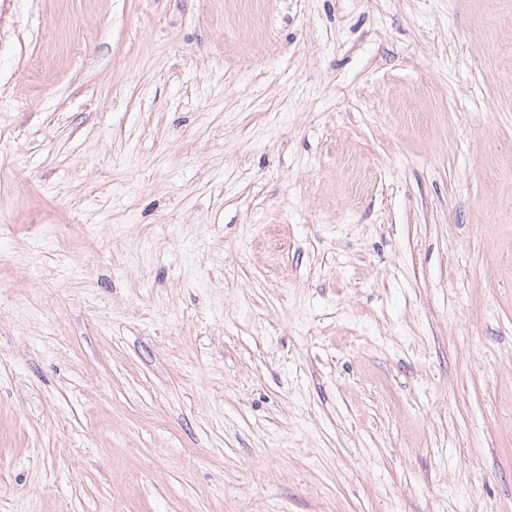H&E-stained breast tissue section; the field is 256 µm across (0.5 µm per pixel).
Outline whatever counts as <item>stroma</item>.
I'll return each instance as SVG.
<instances>
[{
	"instance_id": "stroma-1",
	"label": "stroma",
	"mask_w": 512,
	"mask_h": 512,
	"mask_svg": "<svg viewBox=\"0 0 512 512\" xmlns=\"http://www.w3.org/2000/svg\"><path fill=\"white\" fill-rule=\"evenodd\" d=\"M0 512H512V0H0Z\"/></svg>"
}]
</instances>
